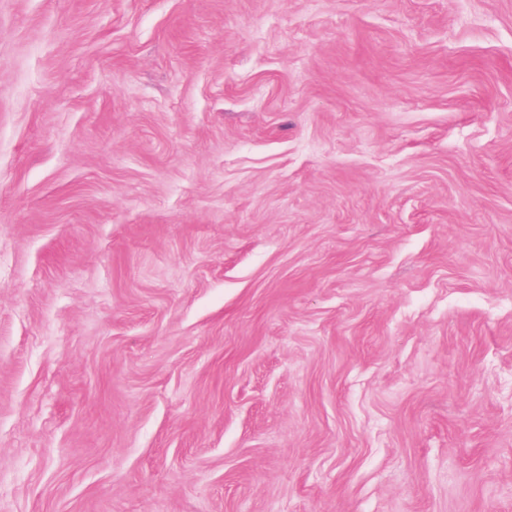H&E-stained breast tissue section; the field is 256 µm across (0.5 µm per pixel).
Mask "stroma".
<instances>
[{"mask_svg":"<svg viewBox=\"0 0 512 512\" xmlns=\"http://www.w3.org/2000/svg\"><path fill=\"white\" fill-rule=\"evenodd\" d=\"M0 512H512V0H0Z\"/></svg>","mask_w":512,"mask_h":512,"instance_id":"35a3bbf8","label":"stroma"}]
</instances>
